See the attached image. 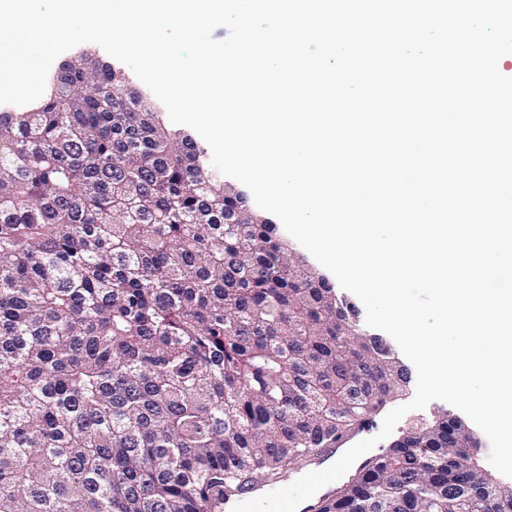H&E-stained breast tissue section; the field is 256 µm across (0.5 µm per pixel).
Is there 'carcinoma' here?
I'll return each instance as SVG.
<instances>
[{"mask_svg": "<svg viewBox=\"0 0 512 512\" xmlns=\"http://www.w3.org/2000/svg\"><path fill=\"white\" fill-rule=\"evenodd\" d=\"M191 137L77 57L0 112V512H210L405 386ZM317 512H512L444 414Z\"/></svg>", "mask_w": 512, "mask_h": 512, "instance_id": "cac0c4a2", "label": "carcinoma"}]
</instances>
